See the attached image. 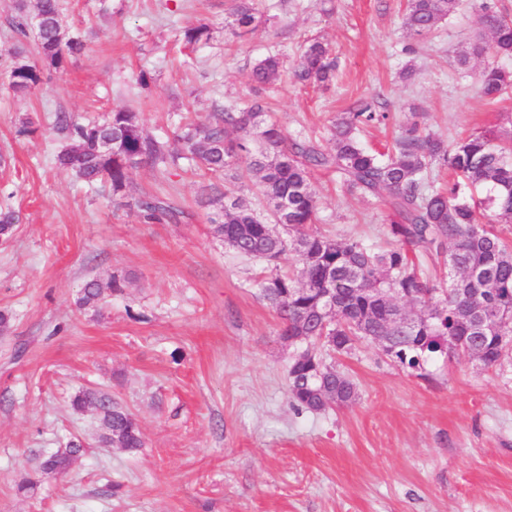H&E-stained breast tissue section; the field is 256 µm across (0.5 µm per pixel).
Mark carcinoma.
Here are the masks:
<instances>
[{"mask_svg": "<svg viewBox=\"0 0 512 512\" xmlns=\"http://www.w3.org/2000/svg\"><path fill=\"white\" fill-rule=\"evenodd\" d=\"M460 0H407L403 28L417 40L428 38L438 24L457 12ZM480 14L488 38L477 39L470 50L456 58L462 68L485 54L512 58V15L498 12L490 0H471ZM14 27L22 35L34 34L41 65L26 61L24 47L13 49L14 68L9 85L17 93L38 87L44 72L61 70L69 57L84 50L80 31L68 30L60 0H16ZM227 23L233 36L257 31L259 18L254 0H233ZM210 39L205 24L183 30V41L196 46ZM281 61L274 55L259 60L250 75L257 91L280 76ZM336 64L328 43L313 38L305 42L293 72L304 86L327 87ZM480 92L494 102L512 88V71L488 64L477 72ZM392 119L379 111L374 100L360 99L330 126L329 150L313 142L286 136L267 119L255 101L243 109H224L204 119L190 120L177 136L179 148L146 134L140 113L116 108L101 121L81 123L59 112L56 126L67 140L56 163L75 173L85 184L101 188L112 198L127 195L130 170L149 163L169 176L177 175L180 161L216 178L235 164L239 173L231 183L203 186L201 202L216 206L210 219L215 238L236 254L259 257L269 273L262 282L265 300L279 318V336H304L305 344L337 353L352 350L366 336H389L385 354L402 366L418 369L432 355L444 351L450 338L462 340L483 352L484 366L503 364L512 336V247L493 224H512V137L504 144L491 132H476L452 144L427 130L420 113L411 112L398 124L388 157L380 159L359 140L362 128ZM331 168L351 192L382 200L391 211L389 236L384 249L358 240L338 241L309 226L317 223L320 197L313 170ZM448 170L443 188L433 185L434 169ZM258 185L268 206L260 219L254 205L238 194L236 182ZM133 207L145 223L176 221L181 211L149 197L134 199ZM17 215L0 209V237L12 236ZM287 253L297 258L291 270L280 269ZM424 256L445 261L448 278L435 285L415 264ZM336 278L340 308L324 310V281ZM123 283L115 277L104 283L91 278L77 300L81 309L99 306L107 292ZM394 295L420 305L421 321L407 332L386 322L388 302ZM496 317L500 331L481 330L482 318ZM289 396L296 410L323 412L354 401V383L318 352L297 354L288 368ZM76 412L92 411L102 433L100 441L132 453L143 446L134 414L112 393L85 389L71 402ZM84 446L73 438L66 446L42 456L43 472L64 473L82 455Z\"/></svg>", "mask_w": 512, "mask_h": 512, "instance_id": "cac0c4a2", "label": "carcinoma"}]
</instances>
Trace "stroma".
<instances>
[{"mask_svg": "<svg viewBox=\"0 0 512 512\" xmlns=\"http://www.w3.org/2000/svg\"><path fill=\"white\" fill-rule=\"evenodd\" d=\"M83 54L20 97L8 85L13 0H0V207L19 217L0 244V512H512V361L496 368L462 355L402 368L360 342L326 361L357 386L356 399L311 413L293 408L288 366L299 345L281 340L263 300L265 264L213 237L201 177L130 173L132 194L181 209L176 224H145L56 164L59 112L79 120L117 107L140 112L146 133L175 143L187 113L242 107L262 97L293 137L329 149L327 127L362 98L396 118L423 112L447 141L485 129L512 132V98L488 104L474 70L454 61L482 24L468 0L415 52L401 0H257L258 30L224 32L230 0H63ZM190 24L208 43L184 49ZM329 43L336 83L294 84L305 39ZM280 55L284 73L262 93L254 63ZM147 72L149 89L136 83ZM35 131L17 135L21 117ZM318 231L385 245L389 211L315 170ZM126 277L97 310L76 305L91 276ZM112 392L139 420L136 453L98 442L93 413L72 396ZM85 451L63 475L39 457L66 438ZM36 484L24 495L23 480Z\"/></svg>", "mask_w": 512, "mask_h": 512, "instance_id": "35a3bbf8", "label": "stroma"}]
</instances>
